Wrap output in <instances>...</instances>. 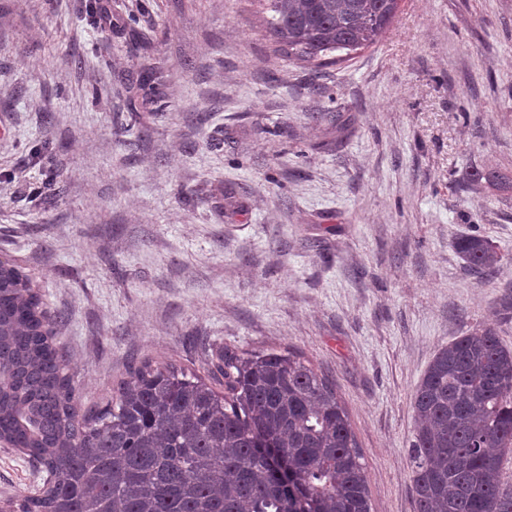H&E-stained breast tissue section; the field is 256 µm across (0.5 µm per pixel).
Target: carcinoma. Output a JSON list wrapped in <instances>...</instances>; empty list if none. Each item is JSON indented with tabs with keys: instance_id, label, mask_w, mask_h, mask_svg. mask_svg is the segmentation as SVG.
Here are the masks:
<instances>
[{
	"instance_id": "1",
	"label": "carcinoma",
	"mask_w": 512,
	"mask_h": 512,
	"mask_svg": "<svg viewBox=\"0 0 512 512\" xmlns=\"http://www.w3.org/2000/svg\"><path fill=\"white\" fill-rule=\"evenodd\" d=\"M263 27L291 60L374 45L400 0H260ZM466 267L491 272L503 256L461 235ZM224 392L147 362L112 401L76 419L66 359L21 267L0 264V436L46 473L43 490L8 512H372L362 453L336 386L289 352L220 349ZM408 452L417 512H512L501 480L512 448V349L490 327L441 347L413 398ZM272 441L288 455L292 484Z\"/></svg>"
}]
</instances>
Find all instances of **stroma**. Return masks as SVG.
<instances>
[{
	"mask_svg": "<svg viewBox=\"0 0 512 512\" xmlns=\"http://www.w3.org/2000/svg\"><path fill=\"white\" fill-rule=\"evenodd\" d=\"M84 4L0 0V257L55 323L78 414L144 361L220 391L218 347L289 351L335 383L373 512H416L428 365L479 326L512 348V192L484 180L512 177V0H401L319 68L275 54L257 0H112L108 27ZM470 233L504 256L488 277L453 247ZM42 484L0 447V499Z\"/></svg>",
	"mask_w": 512,
	"mask_h": 512,
	"instance_id": "1",
	"label": "stroma"
}]
</instances>
